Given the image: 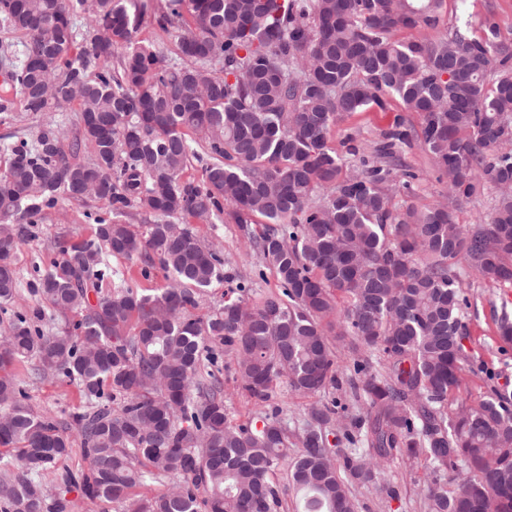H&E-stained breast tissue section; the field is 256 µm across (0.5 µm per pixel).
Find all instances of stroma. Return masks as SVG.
Masks as SVG:
<instances>
[{
	"label": "stroma",
	"mask_w": 512,
	"mask_h": 512,
	"mask_svg": "<svg viewBox=\"0 0 512 512\" xmlns=\"http://www.w3.org/2000/svg\"><path fill=\"white\" fill-rule=\"evenodd\" d=\"M492 17L497 25L498 40L512 46V0H444L441 10L442 24H450L463 16ZM404 121L412 129H420L422 119L408 111L396 98L389 99L385 110L370 109L357 112L337 126L330 145L337 153H345L347 137H354L356 145L371 150L382 139L395 121ZM38 120L22 111L0 112V170L5 169V149L33 137ZM402 158L419 176L412 195L395 196L399 206L418 208L430 206L446 191L445 182L439 181L434 161L419 141L405 147ZM97 202L59 199L47 211L40 224L32 227V239L16 255V270L20 280L18 293L6 310H0V337L5 336L14 315H32L41 312L38 325L45 334H53L64 326V320L50 309L42 308L40 300L29 293L28 283L38 272L48 269L60 254L61 241L77 243L94 237L96 226L93 213ZM192 231L200 242L223 254L224 271L232 281H239L252 273L256 257L251 243L244 239L235 224L221 221L192 224ZM465 284L472 306L465 318L468 336L464 341L466 360L463 364V383L454 397L455 404L470 405L486 396L491 388L512 394V342L504 341L498 329L502 314L512 315V303L506 297L512 288L487 287L476 274H468ZM13 373L28 395L27 403L34 410L51 411L65 418L80 411L85 399L76 384L52 375H35L32 363L14 365ZM427 470L425 460L392 461L387 465L382 486H361L355 491L357 512H425L421 482Z\"/></svg>",
	"instance_id": "1"
}]
</instances>
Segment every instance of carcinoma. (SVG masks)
I'll use <instances>...</instances> for the list:
<instances>
[{"mask_svg": "<svg viewBox=\"0 0 512 512\" xmlns=\"http://www.w3.org/2000/svg\"><path fill=\"white\" fill-rule=\"evenodd\" d=\"M89 6L105 38L77 41L71 13ZM443 0H0V28L28 38L0 111L19 102L42 115L35 137L10 147L0 173V305L17 294L13 224H36L63 197L105 209L95 236L60 246L29 283L62 317L46 335L18 314L0 347V512H72L34 476L80 438L81 498L116 512H278L274 471L288 432L268 408L274 384L318 401L290 470L302 512H356L352 489L381 479L397 457L429 464L428 512H512V395L493 386L448 411L462 382L467 272L492 288L512 284V48L485 18L457 19L433 38L401 42L404 28L434 29ZM176 32L180 64L139 39L145 18ZM483 35H474V26ZM117 67H112V59ZM220 70H214V65ZM399 98L423 118L421 145L448 176L456 201L489 179L501 191L488 220L465 227L438 203L395 207L417 175L400 159L413 140L396 122L352 160L329 145L346 117ZM78 99V135L63 149L45 118ZM93 154L80 158L82 145ZM197 176H185L190 160ZM103 179L104 193L85 186ZM229 215L253 243L258 276L224 292V258L186 227ZM154 218L138 233L129 221ZM262 219L261 235L249 225ZM141 257L169 274L167 288L125 281L103 258ZM382 369L372 365V356ZM234 362L259 410L231 422L220 378ZM80 388L86 405L65 422L35 412L8 368ZM349 374L352 403L327 398ZM365 449L334 462L328 437ZM457 473L454 489L441 484ZM172 481L147 500L146 481Z\"/></svg>", "mask_w": 512, "mask_h": 512, "instance_id": "1", "label": "carcinoma"}]
</instances>
